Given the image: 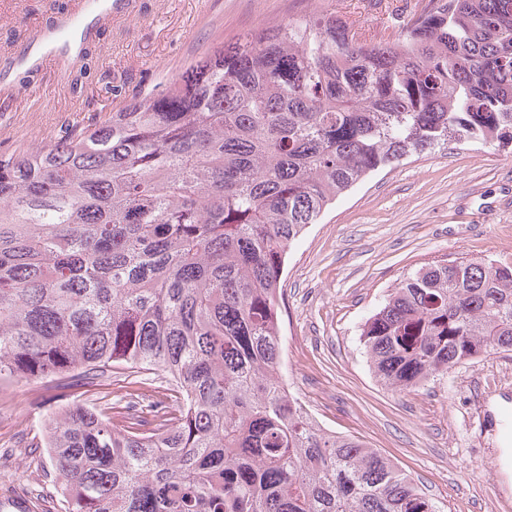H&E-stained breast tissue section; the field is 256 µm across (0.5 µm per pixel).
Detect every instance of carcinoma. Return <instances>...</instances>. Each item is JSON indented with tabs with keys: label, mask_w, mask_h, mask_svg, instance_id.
<instances>
[{
	"label": "carcinoma",
	"mask_w": 512,
	"mask_h": 512,
	"mask_svg": "<svg viewBox=\"0 0 512 512\" xmlns=\"http://www.w3.org/2000/svg\"><path fill=\"white\" fill-rule=\"evenodd\" d=\"M332 15L251 31L170 86L0 154V382L47 379L67 512H438L281 379L288 250L370 174L450 143L512 146V0H428L395 42ZM407 391L512 351V267L409 274L368 318ZM158 370L139 407L101 394Z\"/></svg>",
	"instance_id": "cac0c4a2"
}]
</instances>
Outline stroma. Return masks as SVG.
I'll list each match as a JSON object with an SVG mask.
<instances>
[{
	"mask_svg": "<svg viewBox=\"0 0 512 512\" xmlns=\"http://www.w3.org/2000/svg\"><path fill=\"white\" fill-rule=\"evenodd\" d=\"M75 0H0V55ZM426 0H136L81 60L20 74L0 99V152L161 90L213 46L333 14L368 43L396 41ZM512 267V150L478 143L411 157L339 197L292 245L282 273L281 374L324 428L390 459L440 512H512V351L404 393L373 376L361 326L407 272L442 260ZM59 407L47 380L0 387V501L65 512L44 446Z\"/></svg>",
	"mask_w": 512,
	"mask_h": 512,
	"instance_id": "1",
	"label": "stroma"
}]
</instances>
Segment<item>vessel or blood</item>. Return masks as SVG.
Instances as JSON below:
<instances>
[{
    "label": "vessel or blood",
    "mask_w": 512,
    "mask_h": 512,
    "mask_svg": "<svg viewBox=\"0 0 512 512\" xmlns=\"http://www.w3.org/2000/svg\"><path fill=\"white\" fill-rule=\"evenodd\" d=\"M131 13L132 0H82L78 11L37 31L13 56L0 61V96L18 90L19 72H38L80 58L106 21Z\"/></svg>",
    "instance_id": "1"
}]
</instances>
